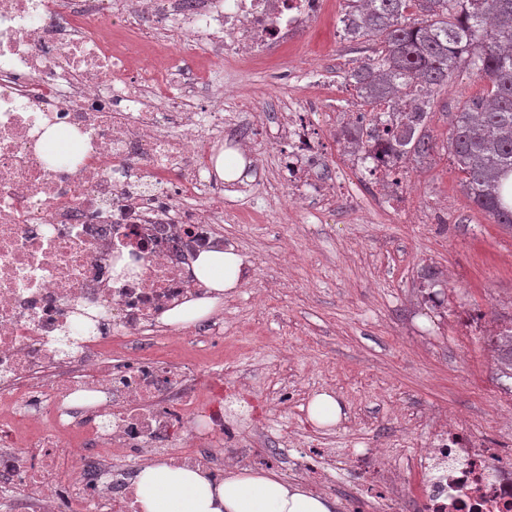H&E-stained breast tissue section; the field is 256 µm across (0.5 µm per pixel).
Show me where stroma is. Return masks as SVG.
<instances>
[{"instance_id": "stroma-1", "label": "stroma", "mask_w": 512, "mask_h": 512, "mask_svg": "<svg viewBox=\"0 0 512 512\" xmlns=\"http://www.w3.org/2000/svg\"><path fill=\"white\" fill-rule=\"evenodd\" d=\"M344 8V0H328L295 43L264 61L225 65L220 76L269 116L290 100L311 112L333 163L343 147L326 117L347 109L354 97L347 75L374 46L340 36ZM490 88L462 68L435 93L427 130L437 148L424 161H407L402 205L378 201L366 185L361 214L341 203L309 214L280 195L258 200L269 211L266 223L228 225L256 258V274L225 292L224 343L205 362L228 372L261 369L248 399L271 402L257 422L279 455L264 464L241 448L242 467L288 479L296 438L338 451L391 448L403 475L399 512H414L423 478L408 462L449 418L487 447L512 448V421L503 417L512 410V380L499 374L489 344L491 317L512 320V229L473 204L445 149L457 113ZM436 209L447 222L422 223ZM430 272L439 287L433 307L419 294ZM258 288L267 291L259 307L250 301ZM321 392L343 406L336 425L309 417Z\"/></svg>"}]
</instances>
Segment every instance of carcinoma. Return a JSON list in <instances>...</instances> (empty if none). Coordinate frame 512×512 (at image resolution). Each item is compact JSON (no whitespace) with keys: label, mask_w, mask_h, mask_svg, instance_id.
I'll list each match as a JSON object with an SVG mask.
<instances>
[{"label":"carcinoma","mask_w":512,"mask_h":512,"mask_svg":"<svg viewBox=\"0 0 512 512\" xmlns=\"http://www.w3.org/2000/svg\"><path fill=\"white\" fill-rule=\"evenodd\" d=\"M346 2L344 37L378 45L377 57L348 76L356 93L372 106H398L419 93L389 131L395 159L431 155L432 95L461 65L489 80L488 97L458 113L447 151L472 202L496 223L512 226V0ZM498 361L512 378V340L499 342Z\"/></svg>","instance_id":"carcinoma-1"}]
</instances>
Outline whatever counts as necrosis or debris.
<instances>
[{"label":"necrosis or debris","instance_id":"necrosis-or-debris-1","mask_svg":"<svg viewBox=\"0 0 512 512\" xmlns=\"http://www.w3.org/2000/svg\"><path fill=\"white\" fill-rule=\"evenodd\" d=\"M326 0H0V502L24 512H141L136 475L147 462L224 477V451H269L229 425L209 388L224 375L157 348L177 339L206 356L224 315L169 324L165 315L209 290L206 252H238L229 224L246 211L228 192L262 194L264 165L247 148H283L277 182L303 209L348 198V183L392 192L388 123L324 177L323 138L292 107L275 123L243 111V94L210 89L177 61L136 68L103 24L146 46L171 30L210 70L287 47ZM72 137L54 162L48 128ZM247 149V176L214 172L215 148ZM80 336L64 355L60 334ZM76 434L79 450L68 436ZM385 448H349L345 468L366 488L351 512H394L399 476ZM422 512H512V453L450 428L415 452Z\"/></svg>","mask_w":512,"mask_h":512}]
</instances>
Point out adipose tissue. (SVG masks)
<instances>
[{
  "instance_id": "obj_1",
  "label": "adipose tissue",
  "mask_w": 512,
  "mask_h": 512,
  "mask_svg": "<svg viewBox=\"0 0 512 512\" xmlns=\"http://www.w3.org/2000/svg\"><path fill=\"white\" fill-rule=\"evenodd\" d=\"M240 258L232 253L209 252L197 261L201 282L213 297L186 303L168 313L169 322L201 318L211 312L215 294L239 281ZM141 512H334L330 500L315 496L277 475L240 469L212 485L198 471L152 464L137 474Z\"/></svg>"
}]
</instances>
